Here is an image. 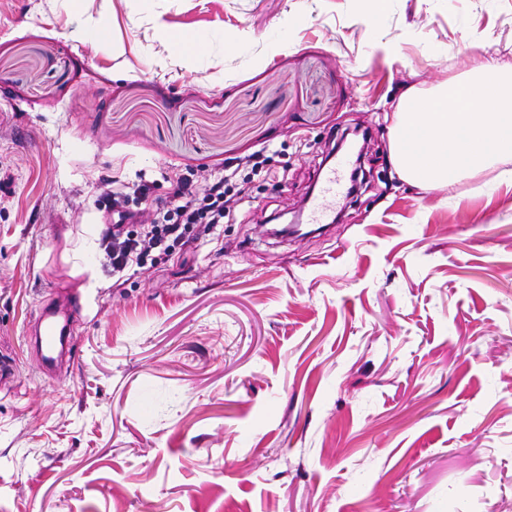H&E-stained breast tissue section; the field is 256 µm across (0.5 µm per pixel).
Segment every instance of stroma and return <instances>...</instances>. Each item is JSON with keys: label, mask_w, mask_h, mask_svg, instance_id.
<instances>
[{"label": "stroma", "mask_w": 512, "mask_h": 512, "mask_svg": "<svg viewBox=\"0 0 512 512\" xmlns=\"http://www.w3.org/2000/svg\"><path fill=\"white\" fill-rule=\"evenodd\" d=\"M362 9L0 0V512H512V166L429 189L391 153L409 96L512 65V0ZM356 125L341 220L277 236ZM258 151L218 235L103 272L112 183ZM167 39L176 45H182L181 51L189 55H197L204 52L211 44V38L202 34L195 35H182V34H169ZM60 311L56 309L43 310L39 322L41 330L37 338L40 349L43 352V360L46 366H52L65 353L68 324L64 319H58Z\"/></svg>", "instance_id": "35a3bbf8"}]
</instances>
